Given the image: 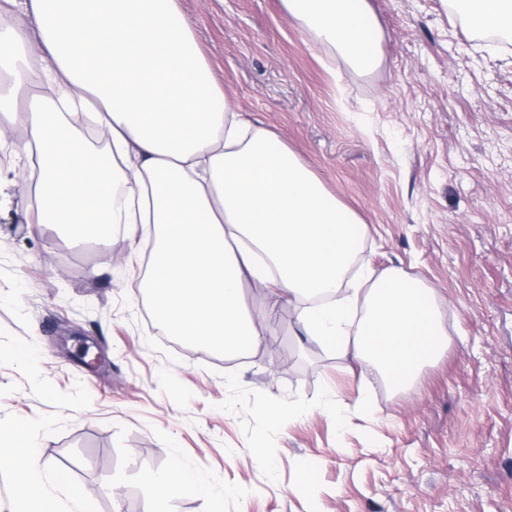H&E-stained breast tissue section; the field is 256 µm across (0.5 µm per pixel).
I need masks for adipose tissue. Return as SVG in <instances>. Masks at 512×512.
Listing matches in <instances>:
<instances>
[{
	"mask_svg": "<svg viewBox=\"0 0 512 512\" xmlns=\"http://www.w3.org/2000/svg\"><path fill=\"white\" fill-rule=\"evenodd\" d=\"M456 14L512 32V0H450ZM285 11L362 70L379 60L368 0H282ZM39 93L19 96L29 79ZM85 114L110 148L93 155ZM0 149L27 156L15 185L31 230L73 239L113 224L153 240L144 286L171 335L240 354L267 334L243 307L245 287L271 304L296 300L309 336L408 390L447 336L431 292L391 269L344 280L364 238L356 214L327 192L274 133L219 87L178 0H0ZM368 284L360 292V284ZM11 512H92V499L47 472L32 437L0 427ZM145 512L186 491L209 501L206 477L179 459L147 476Z\"/></svg>",
	"mask_w": 512,
	"mask_h": 512,
	"instance_id": "obj_1",
	"label": "adipose tissue"
}]
</instances>
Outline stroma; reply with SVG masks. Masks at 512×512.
<instances>
[{
    "label": "stroma",
    "instance_id": "stroma-1",
    "mask_svg": "<svg viewBox=\"0 0 512 512\" xmlns=\"http://www.w3.org/2000/svg\"><path fill=\"white\" fill-rule=\"evenodd\" d=\"M379 65L321 45L281 0H179L238 111L366 227L356 263L431 289L448 349L393 393L301 332L298 303L224 355L180 350L138 291L145 241L26 229L0 200V420L96 512H144L171 458L211 512H512V45L448 0H369ZM106 357L97 369L84 344ZM296 409L288 424L265 416Z\"/></svg>",
    "mask_w": 512,
    "mask_h": 512
}]
</instances>
